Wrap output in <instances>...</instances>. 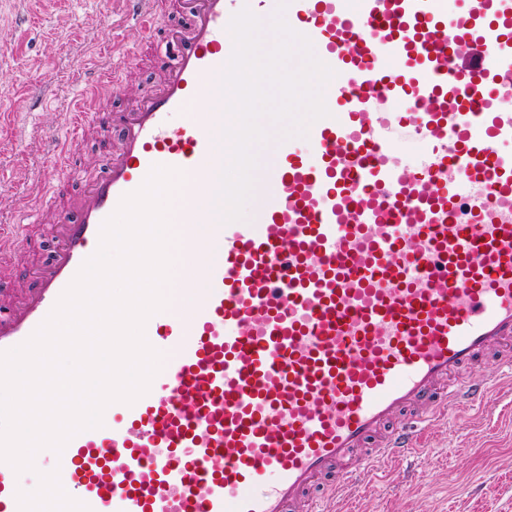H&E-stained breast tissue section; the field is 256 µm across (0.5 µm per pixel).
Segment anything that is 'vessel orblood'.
<instances>
[{"instance_id":"obj_1","label":"vessel or blood","mask_w":512,"mask_h":512,"mask_svg":"<svg viewBox=\"0 0 512 512\" xmlns=\"http://www.w3.org/2000/svg\"><path fill=\"white\" fill-rule=\"evenodd\" d=\"M125 3L142 31L173 6L185 22L166 32L155 89L101 115L120 142L58 212L35 288L0 313V351L47 318L156 165L186 173L188 218L207 227L185 242L207 254L205 293L187 314L148 319V342L167 354L148 393L110 404L101 427L36 467L58 471L91 512H297L317 485L345 492L347 467L373 471L414 450L441 404L492 396L496 377L473 369L492 357L512 371V112L487 109L489 79L512 70V0H469L456 39L478 58L455 77L434 38L442 0H358L353 14L338 0H290L288 25L340 78L337 104L309 126L307 151L280 142L273 200L254 225L217 212L223 110L187 109L232 55L231 10L268 18L278 0ZM380 87L444 185L390 160ZM415 94L429 107L403 111ZM202 161L203 191L191 178ZM28 244V225H0V249ZM19 487L1 463L0 512H19Z\"/></svg>"}]
</instances>
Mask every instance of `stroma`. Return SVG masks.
<instances>
[{
	"label": "stroma",
	"instance_id": "stroma-1",
	"mask_svg": "<svg viewBox=\"0 0 512 512\" xmlns=\"http://www.w3.org/2000/svg\"><path fill=\"white\" fill-rule=\"evenodd\" d=\"M144 33L124 20L120 0H0V225L29 221L33 244L0 267V306L17 304L30 273L52 254L49 232L56 209L44 205L51 181L42 177L51 142L70 144L85 168L99 164L118 133L93 123L73 133L63 111L128 107L157 84L154 55L164 28ZM127 49L125 82L111 91L102 82L112 68V44ZM393 471L358 475L369 498L351 501L355 512H512V377L477 416H459L421 439Z\"/></svg>",
	"mask_w": 512,
	"mask_h": 512
}]
</instances>
